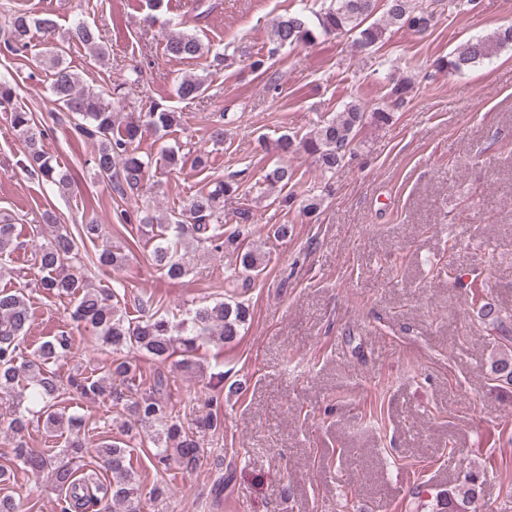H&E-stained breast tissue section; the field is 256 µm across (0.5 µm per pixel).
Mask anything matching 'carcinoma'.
<instances>
[{
	"label": "carcinoma",
	"mask_w": 512,
	"mask_h": 512,
	"mask_svg": "<svg viewBox=\"0 0 512 512\" xmlns=\"http://www.w3.org/2000/svg\"><path fill=\"white\" fill-rule=\"evenodd\" d=\"M432 19V13L419 6L416 0H331L329 6L318 11L305 6L273 20L270 29L272 48L268 56L254 57L250 67L260 71L266 67L267 57L274 56L279 49L311 43L319 35L354 32L359 47L371 48L382 41L390 26L422 32L431 27ZM33 28L52 31L56 23L50 17H31L24 12L12 14L4 34V49L15 55L27 52ZM69 40L86 47L99 61L106 57L99 30L83 20L70 27ZM509 45L512 46V26L462 43L448 57L437 59L435 67L462 73L491 59ZM165 51L174 58L196 59L209 49L197 35L180 33L169 38ZM42 57L50 71L49 91L57 108L73 121L72 130L92 140L90 162L95 174L131 191L139 189L149 168V162L138 151L142 127L166 130L179 123L178 113L154 101L148 111L119 130L112 109L103 104L101 95L95 90L80 85L78 74L65 64L55 47H45ZM413 90L412 78L402 76L391 83L389 97L395 104L402 105ZM205 91V79L196 75H185L176 84V95L184 101H194ZM2 104L10 107V125L25 144L30 173L58 187H68V172L54 164L44 151V131L38 128L33 113L17 103L16 85L5 79H0ZM364 118L363 106L348 104L334 118L319 122L313 132L301 139L295 135H281L277 139V149L285 155L302 149L315 158L323 173L333 175L343 166L346 148ZM294 177V170L278 165L265 175V180L271 186L280 184L285 187ZM233 192L232 182L219 181L212 189L191 196L180 211V215L187 216L191 222L173 216L167 224L160 225V241L152 254L153 265L160 276L179 280L188 274L190 260L184 245L189 239L199 244L207 243L217 252L236 254L238 273L247 280L264 270L266 254L261 247L244 246L253 224L250 209L237 211L232 232L221 231L224 196ZM13 231V225L0 224V257L13 251ZM78 237L94 243L103 237L102 225L90 219L79 225ZM76 255L73 236L59 228L52 230L36 250L39 285L50 294L76 300L73 321L93 329L112 346L114 356L104 376L96 379L86 376L80 381L73 379L71 386L83 396L112 397V405L122 406L135 422L155 428L151 439L157 448L159 464L196 462L201 436L222 425L220 403L214 398L208 400L209 411L197 421L196 431H185L168 406V378L159 373L147 389H141L137 365L129 361L124 352L135 349L158 360H166L179 351L183 353L179 366L186 372L198 371L201 365L193 354L199 348V342L204 339L219 344L234 341L248 321L249 307L241 301H224L213 306H199L175 320L158 314L154 308L155 298L149 295L139 300L138 316L131 318L119 309L118 293L107 294L87 283L74 265ZM96 260L100 267L118 272L126 266L129 256L119 248L104 244L97 250ZM479 314L501 330L503 343H512L507 326L512 317L501 313L489 301L479 307ZM30 319V308L22 291H0V399L16 398L8 427L19 434L26 427L27 417L32 415L44 419L47 428L68 433L69 438L66 448L56 456L37 453L20 443L14 448L15 458L22 469L47 474L52 484L65 492L62 512H109L113 505L132 503L138 498L140 484L122 442H104L97 449L112 471V482L76 478L74 464L85 452V424L81 418L55 409L61 384L56 374L48 369V365L67 357L70 338L63 332L44 342L29 358L25 355V342ZM490 372L498 381L512 382V357L504 354L492 360ZM478 481L477 475L468 474L457 492L436 496L438 512H473Z\"/></svg>",
	"instance_id": "carcinoma-1"
}]
</instances>
